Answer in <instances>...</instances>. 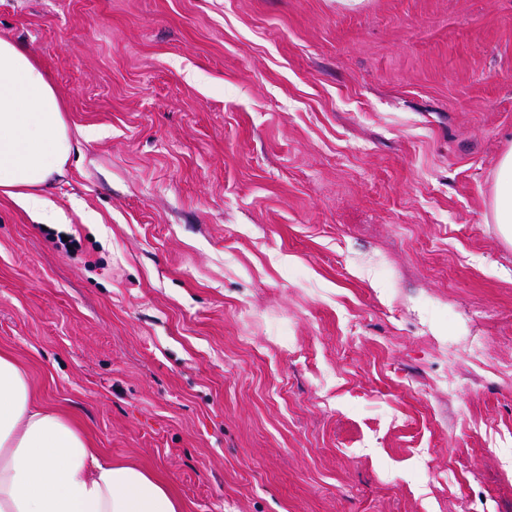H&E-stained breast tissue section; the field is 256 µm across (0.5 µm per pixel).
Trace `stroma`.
Here are the masks:
<instances>
[{
  "label": "stroma",
  "mask_w": 512,
  "mask_h": 512,
  "mask_svg": "<svg viewBox=\"0 0 512 512\" xmlns=\"http://www.w3.org/2000/svg\"><path fill=\"white\" fill-rule=\"evenodd\" d=\"M64 107L0 352L186 512H512V0H0ZM492 222L512 241V150L501 158L496 172L491 204Z\"/></svg>",
  "instance_id": "obj_1"
}]
</instances>
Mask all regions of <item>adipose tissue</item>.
<instances>
[{
    "label": "adipose tissue",
    "mask_w": 512,
    "mask_h": 512,
    "mask_svg": "<svg viewBox=\"0 0 512 512\" xmlns=\"http://www.w3.org/2000/svg\"><path fill=\"white\" fill-rule=\"evenodd\" d=\"M72 144L60 99L23 45L0 38V192L41 224L59 215L42 189ZM492 221L512 240V150L501 158ZM0 512H184L150 472L101 461L60 410L34 406L26 373L0 355Z\"/></svg>",
    "instance_id": "adipose-tissue-1"
}]
</instances>
